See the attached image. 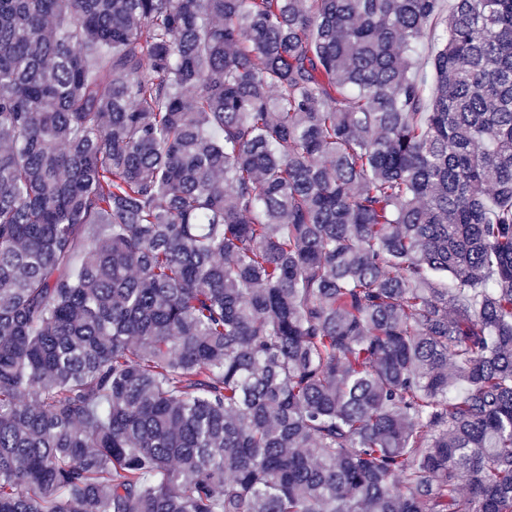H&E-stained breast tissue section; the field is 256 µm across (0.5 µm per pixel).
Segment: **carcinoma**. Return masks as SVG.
Segmentation results:
<instances>
[{"instance_id":"carcinoma-1","label":"carcinoma","mask_w":512,"mask_h":512,"mask_svg":"<svg viewBox=\"0 0 512 512\" xmlns=\"http://www.w3.org/2000/svg\"><path fill=\"white\" fill-rule=\"evenodd\" d=\"M0 512H512V0H0Z\"/></svg>"}]
</instances>
